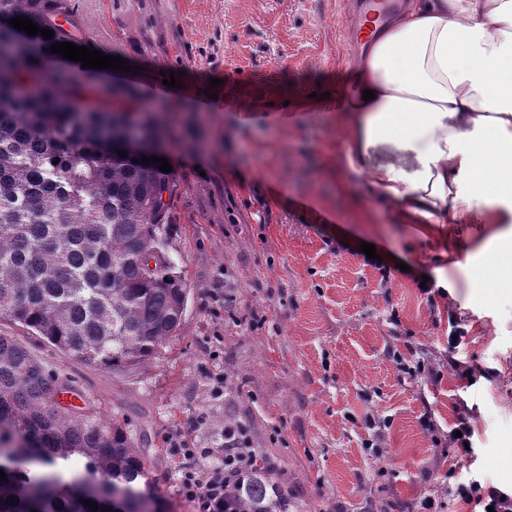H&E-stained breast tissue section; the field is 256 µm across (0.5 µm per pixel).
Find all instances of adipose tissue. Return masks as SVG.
I'll list each match as a JSON object with an SVG mask.
<instances>
[{
	"mask_svg": "<svg viewBox=\"0 0 512 512\" xmlns=\"http://www.w3.org/2000/svg\"><path fill=\"white\" fill-rule=\"evenodd\" d=\"M337 109L338 189L362 181L435 250L429 287L453 293L482 261L512 288V0H405ZM457 224L485 227L465 258Z\"/></svg>",
	"mask_w": 512,
	"mask_h": 512,
	"instance_id": "obj_1",
	"label": "adipose tissue"
}]
</instances>
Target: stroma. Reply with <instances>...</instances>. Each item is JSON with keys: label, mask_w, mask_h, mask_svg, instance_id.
Returning <instances> with one entry per match:
<instances>
[{"label": "stroma", "mask_w": 512, "mask_h": 512, "mask_svg": "<svg viewBox=\"0 0 512 512\" xmlns=\"http://www.w3.org/2000/svg\"><path fill=\"white\" fill-rule=\"evenodd\" d=\"M71 5L93 48L140 71L67 69L98 90L134 88L165 132L169 253L187 306L176 335L130 369L85 363L4 315L0 336L124 423L165 512H195L174 440L217 447L232 419L297 512H422L429 498L452 512L458 485L512 491V296L493 269L453 298L423 293L432 264L406 225L361 184L336 187L355 0ZM453 320L466 336L452 352ZM469 366L471 382L459 376ZM462 415L475 431L466 465L448 446Z\"/></svg>", "instance_id": "obj_1"}]
</instances>
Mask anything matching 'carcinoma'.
I'll return each mask as SVG.
<instances>
[{
    "mask_svg": "<svg viewBox=\"0 0 512 512\" xmlns=\"http://www.w3.org/2000/svg\"><path fill=\"white\" fill-rule=\"evenodd\" d=\"M69 0H0V314L92 365L129 368L177 332L187 289L168 247L171 175L120 157L113 141L144 151L158 139L123 87L112 103L64 70L48 73L55 26ZM24 16L54 32L29 36ZM35 91L24 95L19 83ZM155 265H149L150 260ZM62 378L10 336H0V512H126L155 502L143 456L125 428L96 409H62ZM89 499L98 509L83 504ZM288 492L264 457L224 480V512H289Z\"/></svg>",
    "mask_w": 512,
    "mask_h": 512,
    "instance_id": "cac0c4a2",
    "label": "carcinoma"
}]
</instances>
